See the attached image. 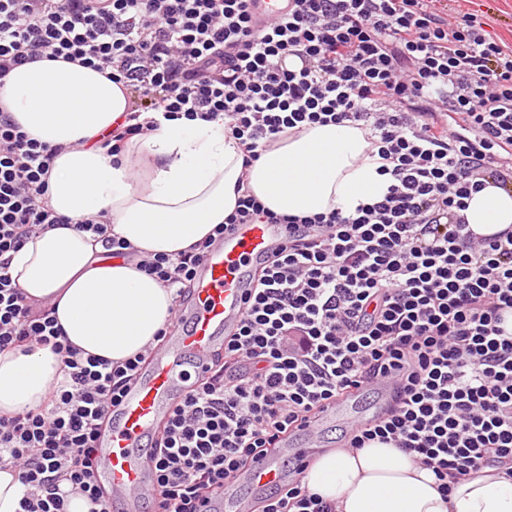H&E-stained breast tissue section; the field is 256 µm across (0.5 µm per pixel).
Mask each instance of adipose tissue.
<instances>
[{"label": "adipose tissue", "instance_id": "adipose-tissue-1", "mask_svg": "<svg viewBox=\"0 0 512 512\" xmlns=\"http://www.w3.org/2000/svg\"><path fill=\"white\" fill-rule=\"evenodd\" d=\"M131 104L125 86L62 60L22 65L0 81V107L56 151L48 195L65 219L12 253L9 273L28 301L54 307L68 342L87 354L120 362L155 345L172 317L173 291L139 271L138 260L188 252L235 209L238 185L275 213L303 216L352 214L390 184L364 132L348 123L285 137L247 168L223 124L164 120L115 158L103 142ZM465 215L475 233L512 231V190L486 186ZM88 219L129 242L134 256H112L79 231ZM62 368L47 346L0 352V415L45 413ZM435 482L431 470L378 442L329 450L303 478L338 512H512V477L498 469L470 472L445 496Z\"/></svg>", "mask_w": 512, "mask_h": 512}]
</instances>
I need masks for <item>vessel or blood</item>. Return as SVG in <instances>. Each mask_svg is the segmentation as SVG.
Returning <instances> with one entry per match:
<instances>
[{
  "instance_id": "b4317fda",
  "label": "vessel or blood",
  "mask_w": 512,
  "mask_h": 512,
  "mask_svg": "<svg viewBox=\"0 0 512 512\" xmlns=\"http://www.w3.org/2000/svg\"><path fill=\"white\" fill-rule=\"evenodd\" d=\"M287 237L283 224H242L211 251L197 272L191 303L180 311V326L115 408L112 427L99 440V480L124 499L127 512H141L153 482L149 444L158 425L169 417L187 378L208 367L214 350L240 319L253 268ZM392 387L386 378L372 383L377 399L368 408L360 406L359 390H349L299 437L283 440L279 451L262 455L247 482L263 489L286 480L285 458L309 455L333 423L350 428L367 422L386 405Z\"/></svg>"
}]
</instances>
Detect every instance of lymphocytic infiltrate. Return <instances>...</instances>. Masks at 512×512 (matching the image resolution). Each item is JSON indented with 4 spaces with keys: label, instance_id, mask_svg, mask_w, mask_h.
Listing matches in <instances>:
<instances>
[{
    "label": "lymphocytic infiltrate",
    "instance_id": "1",
    "mask_svg": "<svg viewBox=\"0 0 512 512\" xmlns=\"http://www.w3.org/2000/svg\"><path fill=\"white\" fill-rule=\"evenodd\" d=\"M0 0V81L48 60L107 73L133 96L108 152L159 118L221 121L244 166L308 126L362 129L392 182L343 215H280L243 192L190 252L141 268L186 298L210 248L239 224H284L288 241L252 276L243 317L210 374L195 378L153 446L152 512H205L277 440L325 404L394 380L389 409L347 447L389 444L430 469L441 493L483 466L512 475V231L477 240L466 201L512 185V46L446 0ZM55 153L0 112V352L34 342L64 355L48 413L0 417V464L19 512H69L70 495L112 512L96 439L144 356L111 363L63 344L55 311L33 309L8 252L63 218L47 176ZM304 471L262 512H336ZM69 490H62V483Z\"/></svg>",
    "mask_w": 512,
    "mask_h": 512
}]
</instances>
